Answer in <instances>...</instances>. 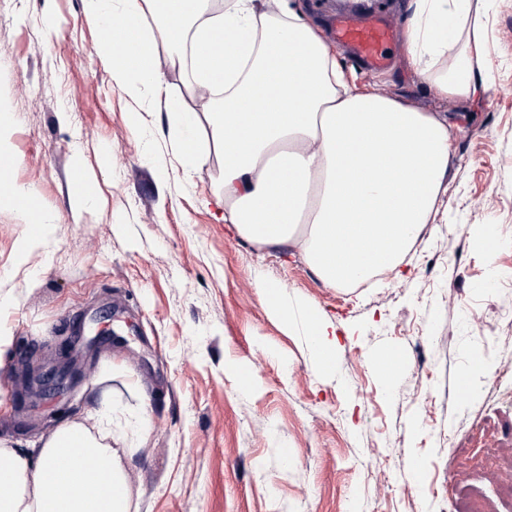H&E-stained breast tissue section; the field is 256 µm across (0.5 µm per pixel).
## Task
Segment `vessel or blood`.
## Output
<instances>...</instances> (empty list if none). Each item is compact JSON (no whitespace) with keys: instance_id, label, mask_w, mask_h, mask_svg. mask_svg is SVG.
Listing matches in <instances>:
<instances>
[{"instance_id":"obj_1","label":"vessel or blood","mask_w":512,"mask_h":512,"mask_svg":"<svg viewBox=\"0 0 512 512\" xmlns=\"http://www.w3.org/2000/svg\"><path fill=\"white\" fill-rule=\"evenodd\" d=\"M330 31L367 68L382 72L390 66L394 28L386 18L343 11L331 22Z\"/></svg>"}]
</instances>
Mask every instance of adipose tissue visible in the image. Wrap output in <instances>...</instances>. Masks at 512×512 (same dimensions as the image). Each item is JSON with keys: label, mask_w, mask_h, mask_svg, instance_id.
<instances>
[{"label": "adipose tissue", "mask_w": 512, "mask_h": 512, "mask_svg": "<svg viewBox=\"0 0 512 512\" xmlns=\"http://www.w3.org/2000/svg\"><path fill=\"white\" fill-rule=\"evenodd\" d=\"M87 0L118 20L102 49L114 81L131 95L161 84L160 54L187 70L207 99L202 113L166 98L173 152L192 165L208 148L223 156L224 221L246 240L302 252L319 279L346 285L394 269L435 206L448 172L445 117L360 93L338 68L317 24L274 0ZM488 0H409L403 30L409 61L443 95L484 94L487 51L472 29ZM153 16L157 28L143 25ZM205 138H198V118ZM270 311L302 317L315 359L336 354V330L313 308L295 313L281 289L262 286ZM112 412L96 432L73 422L39 448L0 440V512H129L112 453Z\"/></svg>", "instance_id": "1"}]
</instances>
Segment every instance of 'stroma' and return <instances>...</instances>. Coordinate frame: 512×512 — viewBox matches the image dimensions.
<instances>
[{"instance_id": "35a3bbf8", "label": "stroma", "mask_w": 512, "mask_h": 512, "mask_svg": "<svg viewBox=\"0 0 512 512\" xmlns=\"http://www.w3.org/2000/svg\"><path fill=\"white\" fill-rule=\"evenodd\" d=\"M483 38L490 88L470 100L436 93L404 41L384 73L337 49L359 88L448 116L453 147L436 221L399 265L332 287L299 250L225 223L217 151L191 168L171 152L164 100L196 106L188 72L159 56L160 89L133 99L85 0H0V158L45 217L31 234L0 197V438L38 448L112 404L130 512H445L465 496L512 512V0H491ZM487 225L491 250L474 240ZM265 281L335 326L331 373L268 311ZM66 339L84 378L17 404L20 349L52 370ZM388 349L404 362L391 389L371 364Z\"/></svg>"}]
</instances>
